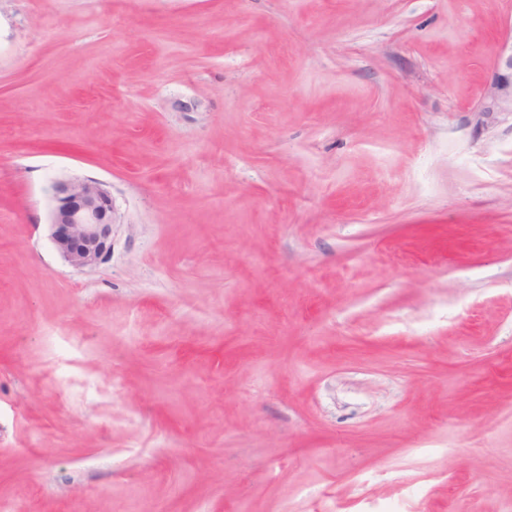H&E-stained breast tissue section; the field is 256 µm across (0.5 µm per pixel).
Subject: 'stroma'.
<instances>
[{
    "label": "stroma",
    "mask_w": 512,
    "mask_h": 512,
    "mask_svg": "<svg viewBox=\"0 0 512 512\" xmlns=\"http://www.w3.org/2000/svg\"><path fill=\"white\" fill-rule=\"evenodd\" d=\"M512 0H0V512H512ZM112 191L68 266L52 184ZM483 111L512 115V32L503 43L495 72L486 88Z\"/></svg>",
    "instance_id": "35a3bbf8"
}]
</instances>
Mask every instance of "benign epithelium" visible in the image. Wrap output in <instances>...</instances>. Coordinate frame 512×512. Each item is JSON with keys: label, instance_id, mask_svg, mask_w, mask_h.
<instances>
[{"label": "benign epithelium", "instance_id": "benign-epithelium-1", "mask_svg": "<svg viewBox=\"0 0 512 512\" xmlns=\"http://www.w3.org/2000/svg\"><path fill=\"white\" fill-rule=\"evenodd\" d=\"M485 112L512 114V34L504 41L489 82ZM55 207L50 240L60 257L75 270L92 269L112 251V193L93 178H65L53 184Z\"/></svg>", "mask_w": 512, "mask_h": 512}]
</instances>
